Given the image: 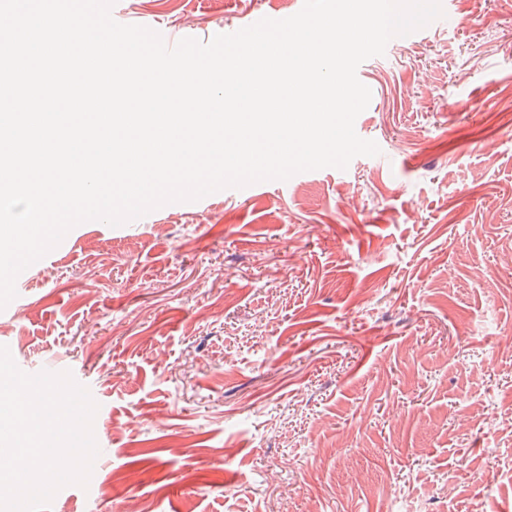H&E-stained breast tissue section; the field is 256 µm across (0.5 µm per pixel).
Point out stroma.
I'll return each instance as SVG.
<instances>
[{"label":"stroma","instance_id":"35a3bbf8","mask_svg":"<svg viewBox=\"0 0 512 512\" xmlns=\"http://www.w3.org/2000/svg\"><path fill=\"white\" fill-rule=\"evenodd\" d=\"M302 0H116L201 42ZM364 61L391 161L80 224L0 345L98 405L50 512H512V0Z\"/></svg>","mask_w":512,"mask_h":512}]
</instances>
